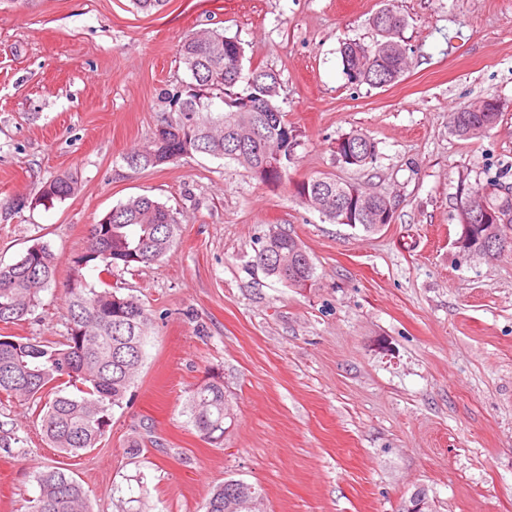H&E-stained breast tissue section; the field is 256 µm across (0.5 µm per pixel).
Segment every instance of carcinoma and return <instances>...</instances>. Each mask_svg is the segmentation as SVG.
Listing matches in <instances>:
<instances>
[{"label": "carcinoma", "instance_id": "cac0c4a2", "mask_svg": "<svg viewBox=\"0 0 512 512\" xmlns=\"http://www.w3.org/2000/svg\"><path fill=\"white\" fill-rule=\"evenodd\" d=\"M372 24L380 39L370 50L358 52L357 43L340 48L343 74L356 86L380 87L397 81L407 64L383 48L400 43L405 19L385 8L374 14ZM387 29H382L383 25ZM386 34H381V31ZM245 50L235 37L208 30L188 35L179 49V63L189 74L187 84L165 89L162 98L176 116L164 120L144 148L124 157L127 166L145 170L173 163L193 154L228 158L262 182L282 179L295 157L299 140L286 114L276 103L279 75L259 66L243 65ZM484 112L457 109L450 115L455 134L479 137L499 121L503 107L495 98L483 99ZM276 145L279 169L265 167L264 144ZM336 156L348 166L363 168L375 155L374 143L352 132L336 140ZM348 182L324 174L297 184L303 205L329 220L365 232L377 231L378 216L392 205L386 195L372 193L369 210L336 206ZM78 190V176L64 172L44 183L39 204L63 201ZM475 210L486 205L512 224V192L468 193ZM181 220L166 204L137 196L112 208L91 225L85 253L75 261L66 292L69 313L67 333L61 342L34 336L0 335V397L39 406L41 427L50 447L77 457L97 447L112 427V411L122 407L136 377L144 347L153 328L152 313L136 297L116 288L99 289L87 282L82 269L95 263L99 275L132 265H150L167 257L180 239ZM255 264L266 275L295 287L298 270L284 264L280 255L304 249L292 234L270 228L258 241ZM56 257L46 244L36 243L15 262L0 265V324H17L41 304L42 293L55 280ZM186 413L200 436L212 443L224 438V420L231 416L224 395V381L216 376L199 385L188 398ZM38 496L30 512H93L84 486L63 467H46L38 473ZM252 485L227 479L210 492L204 512H232L231 505Z\"/></svg>", "mask_w": 512, "mask_h": 512}]
</instances>
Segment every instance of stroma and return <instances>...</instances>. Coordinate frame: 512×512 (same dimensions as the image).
<instances>
[{"instance_id":"1","label":"stroma","mask_w":512,"mask_h":512,"mask_svg":"<svg viewBox=\"0 0 512 512\" xmlns=\"http://www.w3.org/2000/svg\"><path fill=\"white\" fill-rule=\"evenodd\" d=\"M385 7L406 19L409 67L349 84L339 49L372 44ZM206 29L280 76L300 140L280 183L199 154L124 162L166 118L163 89L189 79L180 42ZM483 97L503 104L497 125L455 135L451 112ZM353 131L376 147L361 169L333 151ZM69 171L78 193L37 204ZM322 173L389 196L393 223L367 233L306 209L294 185ZM491 181L512 187V0H169L151 15L130 0H0V262L37 242L57 257L13 334L62 340L70 268L120 202L145 195L183 220L166 258L110 278L155 323L97 448L62 456L31 405L0 401L19 439L0 448V512H28L46 465L94 512H202L227 478L258 488L257 512H400L419 488L431 512H512V245L471 259L454 245L469 190ZM273 225L312 255L314 286L254 266ZM214 375L234 412L220 446L183 413Z\"/></svg>"}]
</instances>
